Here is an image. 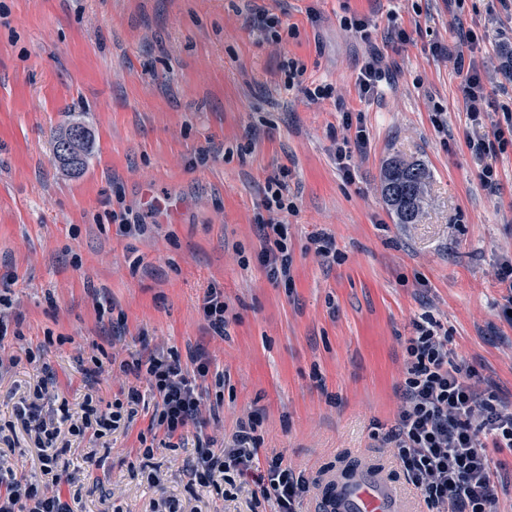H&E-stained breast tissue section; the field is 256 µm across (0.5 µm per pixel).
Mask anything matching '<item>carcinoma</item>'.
<instances>
[{
	"mask_svg": "<svg viewBox=\"0 0 512 512\" xmlns=\"http://www.w3.org/2000/svg\"><path fill=\"white\" fill-rule=\"evenodd\" d=\"M91 134L81 124L62 129L53 141V152L59 161L74 172L85 163ZM429 169L421 163L388 161L382 169L381 183L384 202L390 207L398 224H415L421 213V203Z\"/></svg>",
	"mask_w": 512,
	"mask_h": 512,
	"instance_id": "cac0c4a2",
	"label": "carcinoma"
}]
</instances>
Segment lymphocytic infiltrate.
<instances>
[{"mask_svg": "<svg viewBox=\"0 0 512 512\" xmlns=\"http://www.w3.org/2000/svg\"><path fill=\"white\" fill-rule=\"evenodd\" d=\"M512 143V122L493 125L483 134L471 135L466 145L482 161L481 179L487 186L497 180L495 169L483 159L492 146ZM263 207L268 213L260 221L262 247L256 259L275 284L292 288L293 256L288 237L278 216L292 210L288 195V170L267 182ZM415 336L406 341V363L402 403L395 426L384 443L391 448L411 483L433 512H492L507 485L492 466L490 449L512 453V411L497 403L495 394L482 386L473 367L463 365L448 349L430 321L416 323ZM129 383L121 398L99 408L92 395H85L79 414L61 407L59 416H45L49 378L30 385L13 407L12 415L33 439L39 450L43 482L18 477L7 466L0 450V512H74L73 499L65 497L61 484H75L77 477L59 467L71 449V438L99 442L119 428L128 427L138 414L144 396L137 387L146 381L153 400L148 431L139 435L138 451L152 459L155 447L171 451L184 447L187 437L195 439L196 459L190 468L191 481L201 487L221 490L237 478L251 476L257 494L272 503L273 512H296L308 495L319 493L318 479H309L285 463L279 453L262 455L263 437L257 416L238 419L233 431L215 443L205 431L201 416L199 383L209 372V361L201 352L158 353L147 359L119 363ZM265 466H257L258 457Z\"/></svg>", "mask_w": 512, "mask_h": 512, "instance_id": "1", "label": "lymphocytic infiltrate"}]
</instances>
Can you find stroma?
<instances>
[{"instance_id":"1","label":"stroma","mask_w":512,"mask_h":512,"mask_svg":"<svg viewBox=\"0 0 512 512\" xmlns=\"http://www.w3.org/2000/svg\"><path fill=\"white\" fill-rule=\"evenodd\" d=\"M281 15V39L244 22L248 9ZM366 23L355 31L350 20ZM473 30L475 44L459 46ZM481 70L484 125L512 110V0H0V281H12L0 354L43 346L55 375L46 410L78 409L86 393L119 397L124 378L87 381L78 360L198 350L223 392L225 429L254 414L266 447L319 480L362 466L384 470L393 493L430 512L403 464L382 448L400 405L404 342L428 314L448 347L512 403V323L497 278L512 259V145L492 149L496 190L465 143L466 74ZM387 80L356 83L373 51ZM304 63L285 89L281 64ZM331 85L325 98L309 89ZM72 123L91 133L81 174L63 168L53 139ZM365 151L336 160L343 138ZM396 158L431 172L419 223H396L381 171ZM288 168L295 208L282 214L293 289L260 268L262 190ZM180 202L178 218L146 210L142 188ZM147 214L124 235L113 211ZM336 253L317 257L313 234ZM224 291L225 336L202 314L210 285ZM39 366L0 373V419ZM151 407L109 448L82 454L78 512H256L250 487L222 496L189 483L193 446L142 461ZM158 474L149 485L148 474Z\"/></svg>"}]
</instances>
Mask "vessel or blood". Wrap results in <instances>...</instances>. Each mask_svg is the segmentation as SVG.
Returning a JSON list of instances; mask_svg holds the SVG:
<instances>
[{
  "label": "vessel or blood",
  "mask_w": 512,
  "mask_h": 512,
  "mask_svg": "<svg viewBox=\"0 0 512 512\" xmlns=\"http://www.w3.org/2000/svg\"><path fill=\"white\" fill-rule=\"evenodd\" d=\"M328 498L332 512H401L385 476L374 468L333 485Z\"/></svg>",
  "instance_id": "1"
}]
</instances>
